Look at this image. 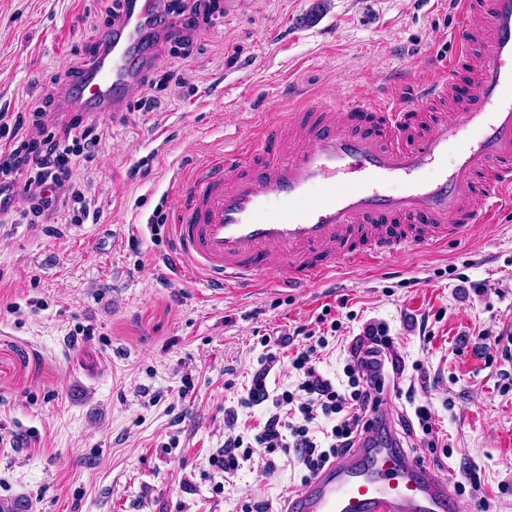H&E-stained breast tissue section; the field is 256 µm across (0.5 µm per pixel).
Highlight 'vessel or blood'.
<instances>
[{"instance_id":"vessel-or-blood-1","label":"vessel or blood","mask_w":512,"mask_h":512,"mask_svg":"<svg viewBox=\"0 0 512 512\" xmlns=\"http://www.w3.org/2000/svg\"><path fill=\"white\" fill-rule=\"evenodd\" d=\"M120 6L102 47L62 84L71 111H120L143 78L147 36L164 12L160 0ZM456 9L454 51L427 82L384 100L307 102L295 120L266 123L176 178L170 269L218 291L256 287L269 272L305 288L408 245L445 247L512 211V0H456ZM431 469L399 448L383 413L282 512H456Z\"/></svg>"}]
</instances>
